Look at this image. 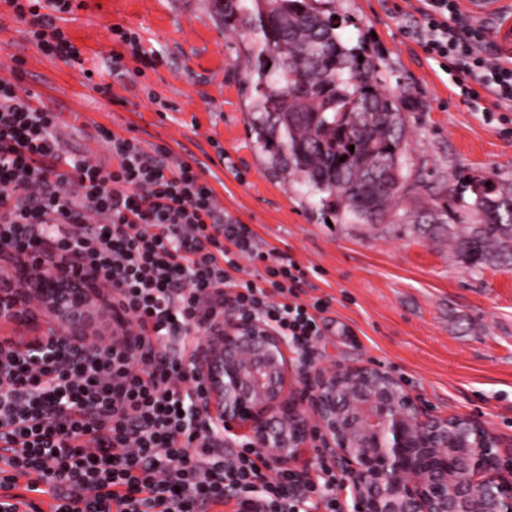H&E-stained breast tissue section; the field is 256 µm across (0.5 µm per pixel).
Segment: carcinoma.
Masks as SVG:
<instances>
[{
  "label": "carcinoma",
  "mask_w": 512,
  "mask_h": 512,
  "mask_svg": "<svg viewBox=\"0 0 512 512\" xmlns=\"http://www.w3.org/2000/svg\"><path fill=\"white\" fill-rule=\"evenodd\" d=\"M239 15L224 4V23L259 32L252 54L257 81L254 125L270 164L318 197L325 214L364 224L373 209L385 220L395 209V162H404L407 113L413 99L381 87L365 47L336 34L331 0H252ZM430 222L446 225L458 260L472 273L512 265V192L479 193Z\"/></svg>",
  "instance_id": "1"
}]
</instances>
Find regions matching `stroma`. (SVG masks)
<instances>
[{
  "label": "stroma",
  "instance_id": "obj_1",
  "mask_svg": "<svg viewBox=\"0 0 512 512\" xmlns=\"http://www.w3.org/2000/svg\"><path fill=\"white\" fill-rule=\"evenodd\" d=\"M60 25L111 98L63 60L43 56L23 22L0 13V77L13 58L24 85L57 115L64 155L114 160L98 136L107 126L161 144L172 159L198 161L224 212L248 224L264 246L307 273L305 291L331 297L316 356L290 355V391L302 396L316 370L373 364L390 372L427 410L468 414L512 444V267L475 274L447 236L406 221L456 206L463 183L486 176L512 188V112L474 110L416 36L419 0H334L338 33L366 42L385 91L414 98L405 156L408 180L397 215L377 224L328 222L306 187L270 168L250 132V54L257 34L224 23V0H84ZM141 34L154 66L112 74V26ZM171 108L159 111L157 100Z\"/></svg>",
  "mask_w": 512,
  "mask_h": 512
}]
</instances>
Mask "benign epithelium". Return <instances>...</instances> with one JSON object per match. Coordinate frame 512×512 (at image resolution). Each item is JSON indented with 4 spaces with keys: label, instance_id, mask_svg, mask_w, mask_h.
Listing matches in <instances>:
<instances>
[{
    "label": "benign epithelium",
    "instance_id": "1",
    "mask_svg": "<svg viewBox=\"0 0 512 512\" xmlns=\"http://www.w3.org/2000/svg\"><path fill=\"white\" fill-rule=\"evenodd\" d=\"M112 290L71 258L0 245V328L19 354L50 348L74 364L117 331ZM186 362L201 384L194 414L226 440L246 431L278 469L319 442L351 480L354 512H512V449L483 421L424 409L393 375L366 365L317 371L308 396L288 391V340L228 309L191 332ZM463 422L473 440L448 428Z\"/></svg>",
    "mask_w": 512,
    "mask_h": 512
}]
</instances>
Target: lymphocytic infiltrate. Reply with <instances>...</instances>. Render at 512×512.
<instances>
[{
    "instance_id": "1",
    "label": "lymphocytic infiltrate",
    "mask_w": 512,
    "mask_h": 512,
    "mask_svg": "<svg viewBox=\"0 0 512 512\" xmlns=\"http://www.w3.org/2000/svg\"><path fill=\"white\" fill-rule=\"evenodd\" d=\"M427 55L465 101L490 94L512 111V63L485 50L481 20L459 0H421ZM26 23L41 54L83 69L84 59L57 24L84 0H0ZM113 75L127 60L148 67L140 35L112 26ZM13 65L0 79V242L19 253L76 256L111 289L122 332L71 366L0 360V512H347L346 478L329 456L314 472L272 468L252 442L209 437L190 415L199 388L183 364L189 326L225 306L256 315L310 358L329 299L302 300L304 271L266 252L255 232L224 212L192 163L162 145L99 127L116 161L106 170L63 156L56 116L22 88ZM263 262L243 279L245 263Z\"/></svg>"
}]
</instances>
